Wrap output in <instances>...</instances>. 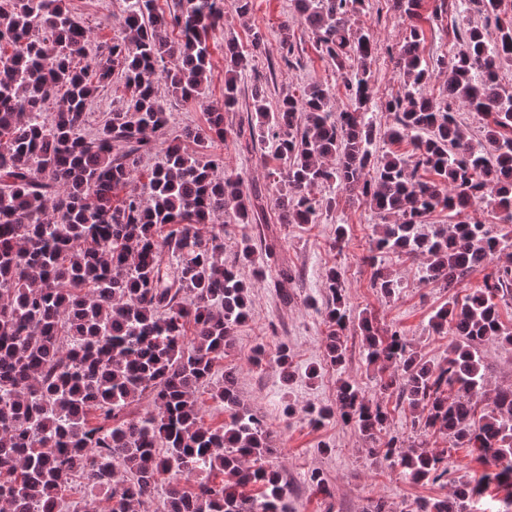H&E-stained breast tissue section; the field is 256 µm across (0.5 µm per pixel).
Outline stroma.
Instances as JSON below:
<instances>
[{
    "label": "stroma",
    "mask_w": 512,
    "mask_h": 512,
    "mask_svg": "<svg viewBox=\"0 0 512 512\" xmlns=\"http://www.w3.org/2000/svg\"><path fill=\"white\" fill-rule=\"evenodd\" d=\"M70 10L81 17L93 31L94 42L119 33V0H67ZM289 24L294 52L285 55L279 43L282 24ZM353 28L371 30L377 52L370 62L372 117L377 131L392 123L388 112L379 108L381 101L400 94L402 83L394 54L406 36L407 23L394 11L390 0H366L363 12L352 16ZM425 40L420 52L427 62L452 54L458 43L455 19L451 16L426 23ZM265 37V48L252 54L249 68L240 77L239 104L225 113L224 124L232 133L216 142L214 151L223 157L226 169L239 173L247 190L259 191L272 199L276 186L267 172L275 165L271 155L250 150L245 138L236 137L235 129L253 117L251 90L262 86L268 107H275L283 95H301L312 83L330 88L335 111L349 109L351 100L343 78L330 59L323 55L303 26L298 22L292 0H252L247 16H240L234 0H224V28L210 40L211 78L206 100L183 103L168 100L171 112L169 130L179 135L186 127L205 125L209 105L224 102V46L235 41L250 51L253 32ZM316 196L335 197L336 206L324 212L315 224H279L273 207H266L264 223L278 224L283 255L296 277L280 282L275 269H268L262 281H254L250 268H243L245 280L255 283L249 320L238 326L232 346L224 354L222 370L235 369L238 391L246 407L265 417L274 436L275 452L266 463L287 481L292 512H364L373 501H383L387 512H416L419 500H439L448 496L454 481L476 478L484 471L470 449L453 448L446 433H422L418 411L393 396L381 395L375 371L362 356V338L358 328L345 332L347 359L344 366L332 365L326 355L329 326L325 307L329 292L325 286L330 269L341 272L347 286V303L352 314L370 313L384 326L399 330L408 342L432 364L444 362L452 337L436 332L430 322L433 313L448 301L450 294L465 296L479 288L482 274H473L456 292L423 281L424 262L419 258L386 254L382 265L392 273L399 287L385 297L370 286L369 255L375 227L380 219L368 205L345 192L336 193L326 186L315 187ZM349 228V239L343 250L332 247L337 225ZM268 352L279 344H287L293 357L295 376L283 384L275 364L260 367L250 362L257 343ZM316 368L317 378H308L309 368ZM355 381L369 398L383 399L390 416L387 431L399 436L404 447L419 443L448 458L449 475L440 483H416L405 476L397 459L386 460L369 454V445L357 426L333 418L319 428L309 426L307 409L312 405H335L339 379ZM293 403L295 414L283 419L285 403ZM320 472L325 489L312 483V472Z\"/></svg>",
    "instance_id": "stroma-1"
}]
</instances>
